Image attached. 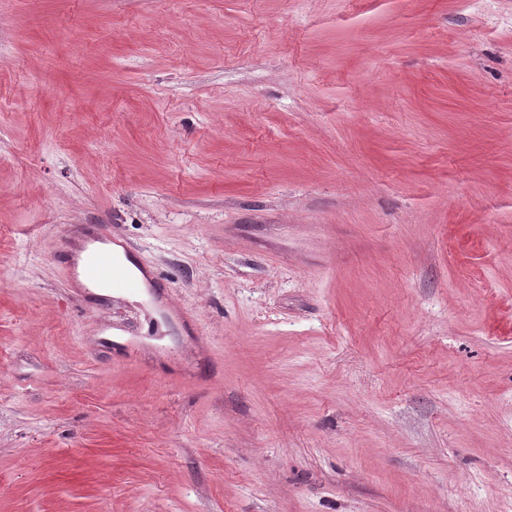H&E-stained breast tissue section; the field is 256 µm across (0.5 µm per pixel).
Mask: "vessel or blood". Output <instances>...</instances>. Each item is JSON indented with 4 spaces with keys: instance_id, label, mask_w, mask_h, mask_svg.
Segmentation results:
<instances>
[{
    "instance_id": "1",
    "label": "vessel or blood",
    "mask_w": 512,
    "mask_h": 512,
    "mask_svg": "<svg viewBox=\"0 0 512 512\" xmlns=\"http://www.w3.org/2000/svg\"><path fill=\"white\" fill-rule=\"evenodd\" d=\"M119 243L107 226L99 224L79 228L64 237L62 248L77 287L106 292L158 287L159 278L150 268H142L139 276L133 277L115 261Z\"/></svg>"
}]
</instances>
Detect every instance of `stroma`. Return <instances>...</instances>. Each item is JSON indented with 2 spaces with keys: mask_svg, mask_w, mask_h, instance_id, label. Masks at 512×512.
<instances>
[{
  "mask_svg": "<svg viewBox=\"0 0 512 512\" xmlns=\"http://www.w3.org/2000/svg\"><path fill=\"white\" fill-rule=\"evenodd\" d=\"M0 512H512V0H0ZM119 238L105 225L92 224L81 227L63 239L62 250L68 257L73 271L72 288L91 290H135L137 288H163L157 274L148 267L140 269L138 277L126 273L114 260V246H120Z\"/></svg>",
  "mask_w": 512,
  "mask_h": 512,
  "instance_id": "1",
  "label": "stroma"
}]
</instances>
